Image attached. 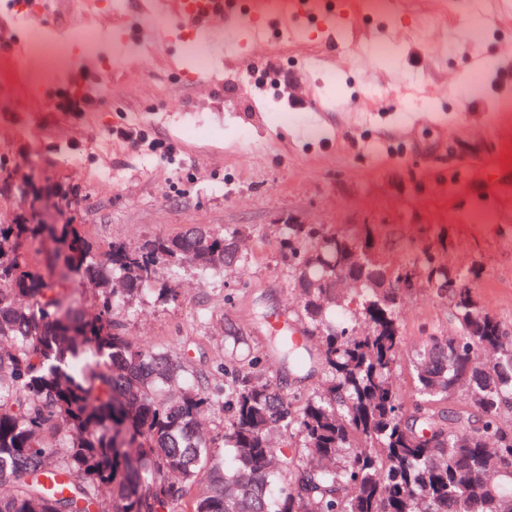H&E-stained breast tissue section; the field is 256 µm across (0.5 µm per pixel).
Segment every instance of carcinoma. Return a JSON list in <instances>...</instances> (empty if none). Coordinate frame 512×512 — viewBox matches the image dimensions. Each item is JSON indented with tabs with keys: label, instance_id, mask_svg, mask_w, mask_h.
<instances>
[{
	"label": "carcinoma",
	"instance_id": "obj_1",
	"mask_svg": "<svg viewBox=\"0 0 512 512\" xmlns=\"http://www.w3.org/2000/svg\"><path fill=\"white\" fill-rule=\"evenodd\" d=\"M194 229L102 249L72 224H0V512H512V334L441 255L423 250L415 272L453 295L454 313L410 352L408 406L392 380L406 347L403 269L380 251L355 265L359 243L284 225L325 372L289 396L260 356L224 360L214 382L133 340L117 315L150 287L175 296L166 270L224 277L236 232ZM46 233L67 247L53 275L21 251ZM339 266L361 282L353 300L336 288ZM79 280L96 290L91 321ZM273 345L292 374L313 358L283 333ZM218 413L222 434H200L198 420ZM276 426L299 438L298 454L276 448Z\"/></svg>",
	"mask_w": 512,
	"mask_h": 512
}]
</instances>
